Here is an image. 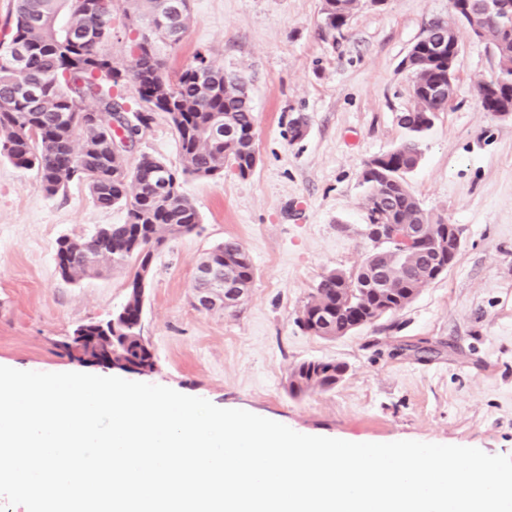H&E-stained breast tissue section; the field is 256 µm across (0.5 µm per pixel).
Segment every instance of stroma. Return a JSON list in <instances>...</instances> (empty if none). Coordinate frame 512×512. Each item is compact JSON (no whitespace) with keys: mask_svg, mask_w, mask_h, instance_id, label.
I'll return each instance as SVG.
<instances>
[{"mask_svg":"<svg viewBox=\"0 0 512 512\" xmlns=\"http://www.w3.org/2000/svg\"><path fill=\"white\" fill-rule=\"evenodd\" d=\"M321 0H191L177 45L157 51L170 76L195 55L243 74L254 110L257 166L182 191L201 222L158 252L145 288L144 336L155 369L120 376L243 409L296 432L374 443L413 440L512 455V117L484 111L476 85L495 58L458 27L456 95L421 139L406 181L433 221L455 224L461 245L447 273L402 310L325 340L298 313L322 276L349 273L373 251L366 233V162L407 136L399 116L414 106L402 62L448 0H359L342 36L321 29ZM303 118L307 131L291 138ZM181 165L165 115L139 134L141 155ZM126 220L97 206L86 185L50 196L35 172L0 158V364L23 371L105 368L64 353L75 328L111 318L129 294L115 268L68 282L58 242ZM227 240L248 254L254 279L231 309L196 306L201 258ZM336 360L344 379L327 392L290 395L291 369Z\"/></svg>","mask_w":512,"mask_h":512,"instance_id":"35a3bbf8","label":"stroma"}]
</instances>
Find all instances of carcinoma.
<instances>
[{"label":"carcinoma","mask_w":512,"mask_h":512,"mask_svg":"<svg viewBox=\"0 0 512 512\" xmlns=\"http://www.w3.org/2000/svg\"><path fill=\"white\" fill-rule=\"evenodd\" d=\"M90 0H14L13 34L0 41V157L15 166L34 170L50 195L65 190L73 181L83 182L101 208L123 205L126 220L101 228L86 238L65 237L58 242L60 275L67 281L99 274L114 267L132 266L129 296L112 315V324H83L86 335L112 333V348L118 358L143 368L154 363L151 342L141 334L143 286L141 272L152 271L155 252L165 241L191 232L200 223L193 202L181 191L179 174L207 179L234 168L249 176L257 163L254 144V113L250 97L243 94V76L224 73L208 63L209 76L199 75L206 57L198 54L177 81H171L164 63L154 51V42L180 41L190 20L189 11L172 15L168 0H136L125 16L138 22V37L131 52L133 64L124 67L104 50L112 36V8L95 10ZM353 0H322L321 22L334 34L346 28ZM168 18L162 28L159 18ZM489 44L496 70L489 80L499 85V94L478 95L484 111L512 104V28H490ZM24 53L16 63L14 48ZM419 104L401 115L410 136L389 152L365 165L363 181L373 189L367 197L372 214L382 224H428L419 200L405 180L389 176L402 169L409 173L421 159L420 137L448 104L428 97L424 90L448 83V64L435 60L413 69ZM131 83L140 104L133 113L138 126L127 128L123 103L113 89ZM166 115L179 142L181 172L164 162L143 156L144 167L166 169L168 185L161 189L148 175L135 174L126 159L112 152V123L126 129L125 135L148 128L155 114ZM224 124L221 143L210 139L209 129ZM223 274L237 282L250 283L254 267L235 241L228 240L207 254ZM390 274V289L379 293L362 282V275L331 272L323 276L297 317V323L314 336L334 339L393 314L412 302L430 283L419 254L410 252L400 261L389 250L374 255ZM346 365L330 360H308L289 374L288 390L293 395L327 391L336 387Z\"/></svg>","instance_id":"1"}]
</instances>
